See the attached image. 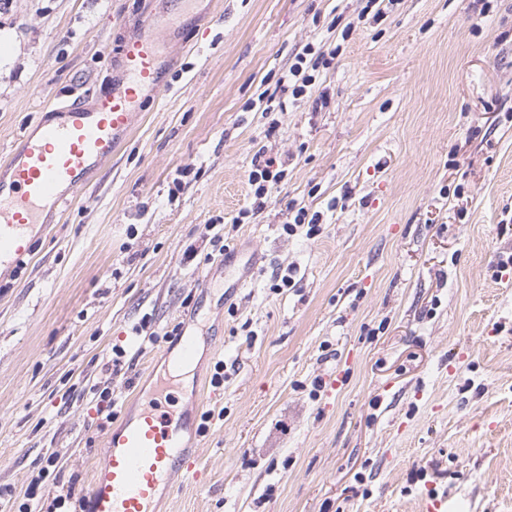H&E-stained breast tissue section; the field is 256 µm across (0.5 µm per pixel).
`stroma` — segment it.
Segmentation results:
<instances>
[{"label": "stroma", "instance_id": "1", "mask_svg": "<svg viewBox=\"0 0 512 512\" xmlns=\"http://www.w3.org/2000/svg\"><path fill=\"white\" fill-rule=\"evenodd\" d=\"M169 5L6 0L0 157L52 97L107 89L115 50ZM365 5L203 0L171 38L166 91L0 280L6 512L34 480L52 512H77L178 324L207 332L193 378L210 420L197 478L159 512H512V0H395L379 21ZM308 43L337 51L311 95L244 111ZM259 151L285 178L240 223ZM299 207L320 235L283 232ZM218 219L259 257L236 292L210 255ZM277 274L293 287L272 292ZM145 316L162 338L141 352Z\"/></svg>", "mask_w": 512, "mask_h": 512}]
</instances>
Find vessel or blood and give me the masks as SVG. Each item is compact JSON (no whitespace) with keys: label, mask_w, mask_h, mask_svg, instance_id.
Returning a JSON list of instances; mask_svg holds the SVG:
<instances>
[{"label":"vessel or blood","mask_w":512,"mask_h":512,"mask_svg":"<svg viewBox=\"0 0 512 512\" xmlns=\"http://www.w3.org/2000/svg\"><path fill=\"white\" fill-rule=\"evenodd\" d=\"M171 19L146 12L119 50L120 77L92 103H55L0 162V274L33 255L35 245L85 192L91 176L136 127L145 96L164 90L160 43ZM172 368L195 362L198 345L182 333ZM199 401L180 413L151 403L131 410L107 438L84 499L85 512H157L159 493L192 470L189 448L197 432Z\"/></svg>","instance_id":"vessel-or-blood-1"}]
</instances>
